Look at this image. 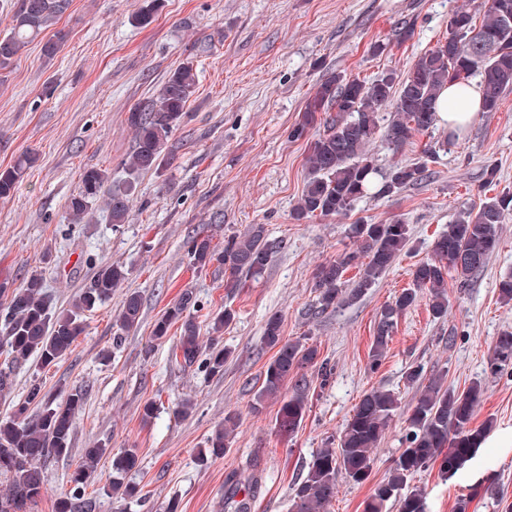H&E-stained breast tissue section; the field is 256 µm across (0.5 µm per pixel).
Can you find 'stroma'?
Returning a JSON list of instances; mask_svg holds the SVG:
<instances>
[{"label": "stroma", "mask_w": 512, "mask_h": 512, "mask_svg": "<svg viewBox=\"0 0 512 512\" xmlns=\"http://www.w3.org/2000/svg\"><path fill=\"white\" fill-rule=\"evenodd\" d=\"M480 0H160L152 22L134 16L144 0H72L59 22L67 34L54 57L36 39L16 56L0 82V169L26 150L37 153L17 193L0 199V284L21 287L41 271L51 311L67 308L99 266L120 263L125 282L138 292L142 315L137 330L114 344L112 318L123 298L87 314L86 329L54 366L36 358L18 364L9 390L0 392V418L22 401L32 383L63 401L84 389L86 399L74 423L72 451L43 464L44 488L34 512H55L70 488L69 475L83 448L101 442L120 452L136 449L139 467L127 482L137 498L112 495V462L103 460L85 495L95 512H163L177 500L180 512H224V477L261 460V489L251 512H289L293 489L319 448L337 447L339 434L364 394L383 388L398 394L402 409L415 402L409 367L443 374L446 385L484 383L473 426L512 428V369L490 377L484 369L493 341L512 330V304L499 283L512 275V214L483 272L448 277V313L433 317L427 298L402 314L376 371L368 352L383 308L412 285L416 263L432 257L435 240L482 200L512 190V90L498 111L480 115L461 134L446 125L416 135L401 150L383 139L373 145L379 174L397 163L426 161L429 176L388 197L367 194L344 215L301 222L291 217L307 180L306 140L288 131L315 84L330 73L371 78L383 70L403 73L448 33L460 8L477 11ZM413 31L398 40L395 29ZM193 62L197 89L180 129L169 142V164L141 175L125 224H111L106 210L92 224L68 220L66 203L80 187L84 168L109 169L113 186L123 185L124 162L134 145L126 118L131 108L157 94L170 71ZM447 141V150L425 149ZM496 168L486 184V168ZM393 218L410 228L402 253L376 284L355 300L317 312L314 274L319 265L355 250L349 227L359 221ZM261 224L272 244L263 277L233 290L224 269L194 271L186 241L198 231L213 245ZM192 292L198 317L219 308L234 318L224 329L231 356L220 376L177 364L172 351L179 329L151 342L155 320L182 293ZM280 315L284 338L308 339L331 372H306L308 407L298 430L281 433L278 403L254 404L275 351L263 341L265 322ZM193 411L178 416L181 403ZM151 420H143L146 403ZM240 426L224 457L200 460L213 427L226 411ZM404 423L390 424L372 476L361 485L338 479L327 512H363L376 483L384 480ZM428 512H456L467 483L438 467L418 474Z\"/></svg>", "instance_id": "obj_1"}]
</instances>
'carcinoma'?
<instances>
[{"label": "carcinoma", "mask_w": 512, "mask_h": 512, "mask_svg": "<svg viewBox=\"0 0 512 512\" xmlns=\"http://www.w3.org/2000/svg\"><path fill=\"white\" fill-rule=\"evenodd\" d=\"M69 6L70 0H19L9 28L0 35L1 81L22 47L54 30ZM482 9L479 23L468 11L456 12L450 20L448 37L420 55L401 76L387 70L369 80L340 73L320 80L301 118L288 133L290 138L300 140L308 137L314 127H323L308 146V179L293 210L294 220L343 215L373 187L377 169L369 146L380 129L383 112L390 114L385 142L398 149L414 136L435 128L436 101L450 83L479 76L483 95L480 112L498 111L504 92L512 89V0H482ZM65 38V33L54 30L53 39L44 45L45 54L55 56ZM196 86V69L190 62L183 63L170 73L155 98L129 112L127 121L134 132L135 146L124 165L131 174L162 169L168 142L180 128ZM35 163L36 156L26 151L10 167L0 170V199H9L18 191ZM426 176L423 162L398 163L390 169L376 194L392 195ZM133 190L131 184L114 190L106 170L87 168L78 192L67 201L68 219L72 224L93 223L96 205L101 202L111 223L123 224ZM511 213L512 193L507 192L448 225V232L435 242L434 257L417 263L412 270L414 287L401 292L382 310L369 353V370H376L385 357L399 315L415 304L419 293L426 292L435 317L447 314L448 274L454 272L466 278L483 270L498 247L499 225ZM350 234L359 243L358 249L316 271L315 288L323 310L334 308L345 299L357 298L375 285L410 241L408 225L398 218L379 224L359 222L350 226ZM187 255L189 264L197 271L215 263L224 267L228 273L226 287L238 288L247 278L256 281L263 276L270 247L263 225L253 224L246 233L225 238L221 249L212 245L209 236L197 232L188 242ZM350 267L360 268V276L351 288L344 278ZM127 275L121 265L100 266L69 307L54 313L47 304L40 272H31L22 287L11 291L1 284L4 303L0 309V332L11 355V365L0 369V391L11 385L12 365L35 355L41 366L48 367L65 356L85 331L86 313L111 300L112 291L122 287ZM194 305L193 294L183 293L156 320L151 340L167 338L172 325L179 323L181 333L174 357L188 367L197 363L210 375L222 374L229 357L223 344L224 327L233 320V314L224 309L209 316L204 326L208 345L203 346L202 326L190 313ZM140 315V295L136 291L125 292L122 307L112 321L113 338L120 340L137 329ZM264 342L276 353L265 371L258 400L281 399L279 428L291 433L302 423L308 404L302 370L317 365L325 373L327 364L317 363L318 350L313 345L300 338L283 339L281 320L276 315L265 323ZM509 367L512 331H505L495 340L485 373L493 377ZM290 379L295 380L293 393L283 399L281 389ZM406 379L419 384V395L406 412L401 448L395 452L388 477L375 485L364 501L363 512H384L389 504L396 512H425L424 491L411 484L415 476L436 464L441 473L455 476L488 436L487 428L471 426L475 407L484 392L482 382L474 381L458 392L443 387L436 377L421 382L420 370L412 368ZM84 403L85 392L76 390L56 404L35 382L25 400L15 406L10 416L0 420V477L7 482L6 493L0 496V512H29V506L37 503L44 485L42 463L51 456L70 453L74 421ZM33 407L40 411L32 416L29 410ZM399 410L393 391L373 389L366 393L341 431L339 447L321 448L313 456L306 475L295 488L291 512H323L336 495L340 476L353 484L367 482L385 432ZM238 427V414L226 413L224 422L207 438L201 458L224 456ZM111 453L112 449L102 443L83 449L81 461L70 475L71 489L58 499L56 512H94L95 503L83 498L82 492L98 465ZM138 464L133 448L112 460V490L123 500L138 495L137 487L122 478ZM481 490L493 496L505 512H512L505 489L497 481ZM242 492L246 497L241 499ZM256 493L257 483H244L240 475L231 473L224 479V508L250 512L249 497Z\"/></svg>", "instance_id": "cac0c4a2"}]
</instances>
